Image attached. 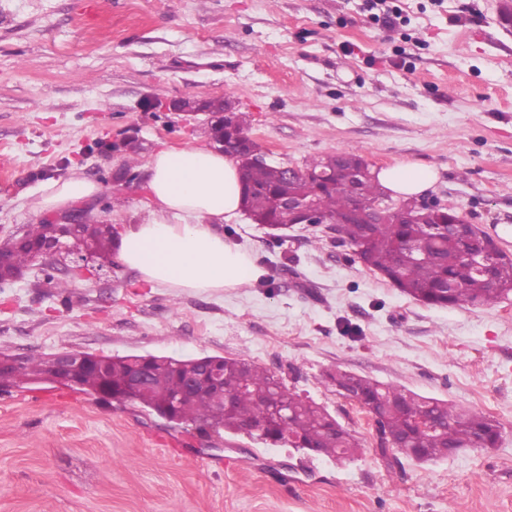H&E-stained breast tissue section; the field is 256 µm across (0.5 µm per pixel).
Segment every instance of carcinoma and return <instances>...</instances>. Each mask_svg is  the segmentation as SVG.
Segmentation results:
<instances>
[{"mask_svg": "<svg viewBox=\"0 0 512 512\" xmlns=\"http://www.w3.org/2000/svg\"><path fill=\"white\" fill-rule=\"evenodd\" d=\"M244 193V211L251 219L271 229L294 224L288 217V193L300 190L314 199L319 211L330 218L344 214L351 196L334 182L323 186L304 179L289 182L280 166L268 162H242L238 149ZM354 170L358 179L354 192L372 205L384 195L367 163L355 153L327 155L307 161L302 171L334 173ZM396 208L406 215L397 224H333L328 227L335 241L350 248L354 258L389 280L410 298L428 306L486 305L512 295V258L500 254L486 274L473 271L456 243L442 233L448 215H459L456 207H430L407 200ZM44 224H29L20 240L8 245L5 281L26 272L32 261V246L44 239ZM71 252L91 250L104 265L117 246L113 229L99 223L85 224L67 237ZM224 411L214 410L213 393L198 389L185 393L188 360L153 354H130L112 358L106 371L79 366L73 371L75 390L88 395L110 390L122 401L140 405L169 423L196 425L201 430L224 429L245 434L266 445L294 448L334 460L353 456L360 447L355 436L324 407L291 391L268 370L237 358H222ZM148 363L154 373L152 386L133 391L128 382L135 366ZM48 360L43 354H28L19 363L0 372V391L22 388L46 379ZM327 382L338 394L351 392L375 414L379 456L392 466L399 456L418 463L436 461L451 449H491L500 438L498 422L483 414L457 409L444 400L425 397L392 385L336 368L326 372Z\"/></svg>", "mask_w": 512, "mask_h": 512, "instance_id": "obj_1", "label": "carcinoma"}]
</instances>
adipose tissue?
Here are the masks:
<instances>
[{"mask_svg":"<svg viewBox=\"0 0 512 512\" xmlns=\"http://www.w3.org/2000/svg\"><path fill=\"white\" fill-rule=\"evenodd\" d=\"M150 217L126 228L119 258L153 286L218 291L237 288L264 273L254 255L225 240L218 224L238 218L242 184L232 157L202 146L163 149L146 164ZM382 189L401 196L425 192L436 180L427 166L391 167L378 175ZM99 193L98 185L73 176L51 183L35 213L62 214Z\"/></svg>","mask_w":512,"mask_h":512,"instance_id":"adipose-tissue-1","label":"adipose tissue"}]
</instances>
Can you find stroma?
Here are the masks:
<instances>
[{
	"instance_id": "obj_1",
	"label": "stroma",
	"mask_w": 512,
	"mask_h": 512,
	"mask_svg": "<svg viewBox=\"0 0 512 512\" xmlns=\"http://www.w3.org/2000/svg\"><path fill=\"white\" fill-rule=\"evenodd\" d=\"M187 97L231 101L281 165L432 167L420 201L456 205L512 254V0H0V241L75 174L100 185L94 211L116 232L142 223L150 156L211 144L205 114L166 110ZM131 137L135 166L101 149ZM220 229L259 281L158 287L116 260L62 297L35 270L0 285V348L242 358L324 406L355 459L33 384L0 395V512H512V297L426 306L321 227ZM334 367L488 415L499 443L387 467L369 416L326 382Z\"/></svg>"
}]
</instances>
